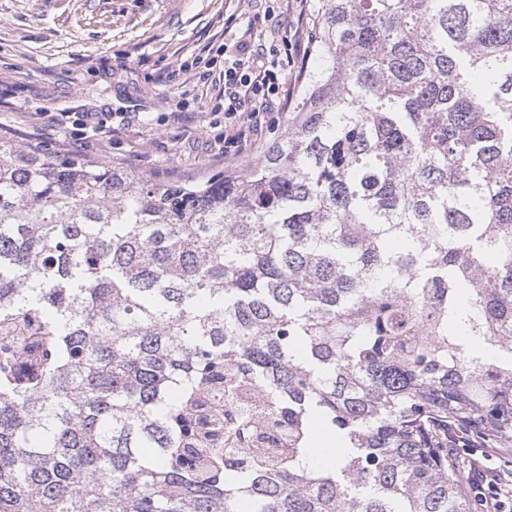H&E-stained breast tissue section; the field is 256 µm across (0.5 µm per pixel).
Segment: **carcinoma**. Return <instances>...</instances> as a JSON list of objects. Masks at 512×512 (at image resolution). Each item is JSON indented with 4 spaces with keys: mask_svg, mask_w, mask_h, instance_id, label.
<instances>
[{
    "mask_svg": "<svg viewBox=\"0 0 512 512\" xmlns=\"http://www.w3.org/2000/svg\"><path fill=\"white\" fill-rule=\"evenodd\" d=\"M312 27L244 172L0 144V512H472L448 438L512 448V0Z\"/></svg>",
    "mask_w": 512,
    "mask_h": 512,
    "instance_id": "cac0c4a2",
    "label": "carcinoma"
}]
</instances>
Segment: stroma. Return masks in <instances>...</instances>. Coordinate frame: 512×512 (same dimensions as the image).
<instances>
[{
  "label": "stroma",
  "mask_w": 512,
  "mask_h": 512,
  "mask_svg": "<svg viewBox=\"0 0 512 512\" xmlns=\"http://www.w3.org/2000/svg\"><path fill=\"white\" fill-rule=\"evenodd\" d=\"M281 2L270 19L267 0H0V142L158 181L243 169L288 115L225 156L224 84L211 60L224 43L257 45L272 32L309 55L317 0ZM64 112L127 122L101 135L58 126Z\"/></svg>",
  "instance_id": "1"
}]
</instances>
